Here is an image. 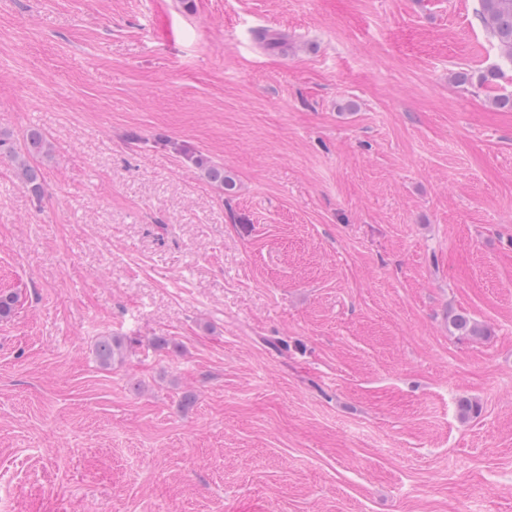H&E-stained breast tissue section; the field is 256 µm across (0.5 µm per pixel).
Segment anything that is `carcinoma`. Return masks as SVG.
Masks as SVG:
<instances>
[{"label":"carcinoma","instance_id":"cac0c4a2","mask_svg":"<svg viewBox=\"0 0 512 512\" xmlns=\"http://www.w3.org/2000/svg\"><path fill=\"white\" fill-rule=\"evenodd\" d=\"M476 16L481 25L495 41L500 63L484 72L480 84L489 88L498 86L506 71H512V0H478ZM51 144L40 131H28L23 142H16L9 134L0 131V155L4 154L14 163V175L32 194L42 193L40 169L37 161L48 153ZM192 162L204 169L206 177L221 189L232 186L230 176L224 174L221 166L207 165L199 157H191ZM453 329L461 336H481L484 331L465 315L452 319ZM95 354L103 366L112 365L115 358L122 355V342L113 336L101 337L95 346Z\"/></svg>","mask_w":512,"mask_h":512}]
</instances>
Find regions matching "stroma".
<instances>
[{
	"label": "stroma",
	"mask_w": 512,
	"mask_h": 512,
	"mask_svg": "<svg viewBox=\"0 0 512 512\" xmlns=\"http://www.w3.org/2000/svg\"><path fill=\"white\" fill-rule=\"evenodd\" d=\"M476 6L0 0V129L52 144L39 198L0 158V512H512ZM122 342L113 336L101 337L95 346V354L102 366H111L116 356L122 358Z\"/></svg>",
	"instance_id": "stroma-1"
}]
</instances>
